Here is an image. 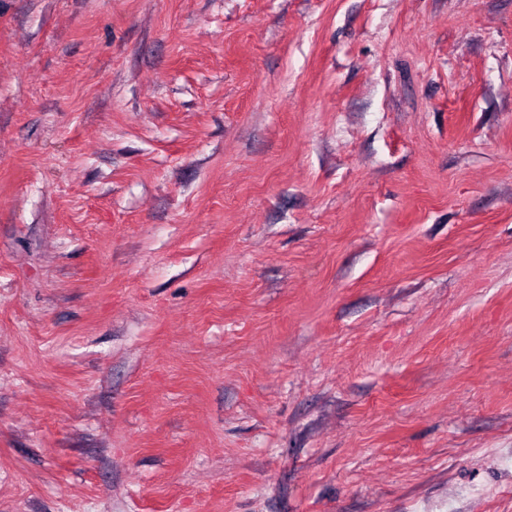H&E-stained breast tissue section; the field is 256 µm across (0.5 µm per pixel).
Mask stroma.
Here are the masks:
<instances>
[{
	"label": "stroma",
	"mask_w": 512,
	"mask_h": 512,
	"mask_svg": "<svg viewBox=\"0 0 512 512\" xmlns=\"http://www.w3.org/2000/svg\"><path fill=\"white\" fill-rule=\"evenodd\" d=\"M0 512H512V0H0Z\"/></svg>",
	"instance_id": "obj_1"
}]
</instances>
